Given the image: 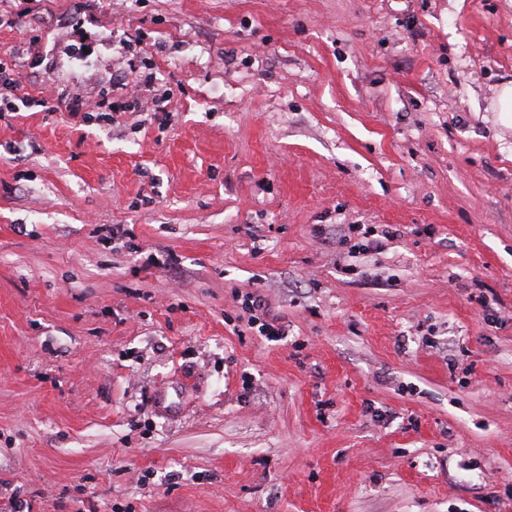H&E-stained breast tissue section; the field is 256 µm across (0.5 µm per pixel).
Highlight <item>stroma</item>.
<instances>
[{
    "mask_svg": "<svg viewBox=\"0 0 512 512\" xmlns=\"http://www.w3.org/2000/svg\"><path fill=\"white\" fill-rule=\"evenodd\" d=\"M0 63L62 99L0 114V512H512V0H0ZM243 304L248 311L254 313L252 315L253 322H259L260 320L263 321V323L259 325L260 333L264 336H268V338L284 336V329L280 325L275 324L274 319H271V321L265 319L268 316V307L266 300L261 294L257 292L247 293L244 296ZM257 314L262 318L257 316Z\"/></svg>",
    "mask_w": 512,
    "mask_h": 512,
    "instance_id": "35a3bbf8",
    "label": "stroma"
}]
</instances>
